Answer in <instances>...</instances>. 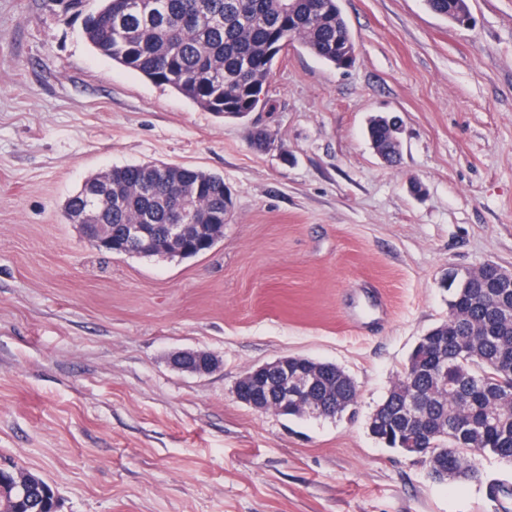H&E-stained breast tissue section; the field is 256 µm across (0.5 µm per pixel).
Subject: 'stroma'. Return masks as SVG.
Instances as JSON below:
<instances>
[{
	"mask_svg": "<svg viewBox=\"0 0 512 512\" xmlns=\"http://www.w3.org/2000/svg\"><path fill=\"white\" fill-rule=\"evenodd\" d=\"M340 5L354 66L289 49L271 108L237 120L99 54L83 24L101 0H0V460L60 512H512L493 454L439 482L368 431L447 319V282L512 269V0H468L466 28L423 0ZM379 114L403 122L391 165L366 136ZM253 123L272 150L251 148ZM143 162L223 176L235 208L210 252L102 253L66 219L87 177ZM185 349L218 367H173ZM287 356L344 370L354 412L236 399Z\"/></svg>",
	"mask_w": 512,
	"mask_h": 512,
	"instance_id": "35a3bbf8",
	"label": "stroma"
}]
</instances>
